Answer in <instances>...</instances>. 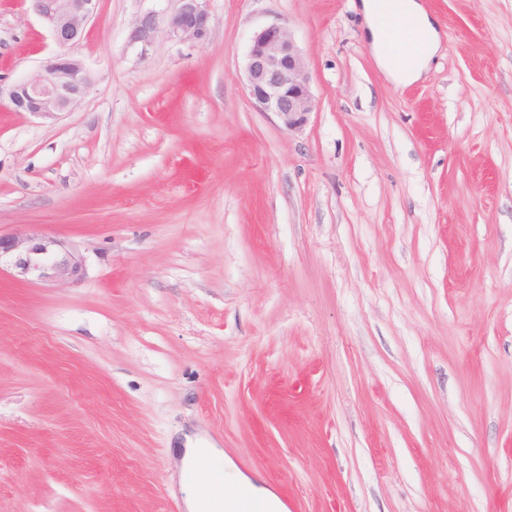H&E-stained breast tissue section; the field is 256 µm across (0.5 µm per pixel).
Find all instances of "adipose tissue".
<instances>
[{
    "instance_id": "ef3b65f1",
    "label": "adipose tissue",
    "mask_w": 512,
    "mask_h": 512,
    "mask_svg": "<svg viewBox=\"0 0 512 512\" xmlns=\"http://www.w3.org/2000/svg\"><path fill=\"white\" fill-rule=\"evenodd\" d=\"M360 9L377 66L395 85L417 81L440 47L438 29L420 0H401V13L390 28L382 20L381 0H362ZM398 34L408 45L407 57L401 64L396 63L391 48V40Z\"/></svg>"
}]
</instances>
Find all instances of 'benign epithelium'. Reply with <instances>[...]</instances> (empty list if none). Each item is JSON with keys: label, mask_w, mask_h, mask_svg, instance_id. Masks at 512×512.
<instances>
[{"label": "benign epithelium", "mask_w": 512, "mask_h": 512, "mask_svg": "<svg viewBox=\"0 0 512 512\" xmlns=\"http://www.w3.org/2000/svg\"><path fill=\"white\" fill-rule=\"evenodd\" d=\"M34 14L49 31L59 52L31 77L13 86L9 102L17 112L54 119L70 112L90 92L93 78L84 62L69 49L83 37L98 0H29ZM165 19V33L178 40L205 42L210 35L207 0H179ZM158 30L152 14L141 16L131 37L152 39ZM247 89L256 107L273 115L289 132L305 127L315 109L310 76L298 46L288 30L270 24L255 34L246 56ZM8 261L16 276L45 281H74L82 276L78 253L37 233L0 234V261Z\"/></svg>", "instance_id": "obj_1"}]
</instances>
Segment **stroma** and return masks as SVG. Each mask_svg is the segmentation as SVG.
<instances>
[{
    "instance_id": "stroma-1",
    "label": "stroma",
    "mask_w": 512,
    "mask_h": 512,
    "mask_svg": "<svg viewBox=\"0 0 512 512\" xmlns=\"http://www.w3.org/2000/svg\"><path fill=\"white\" fill-rule=\"evenodd\" d=\"M357 2L207 0L198 44L129 39L178 0H98L47 120L7 93L57 47L0 0V232L83 261L0 270V512H166L189 440L286 512H512V0H420L406 86ZM275 22L295 133L246 87ZM359 7L367 26V39L377 66L395 85L417 81L440 47L438 29L417 0H401V13L390 24L391 33L383 23L381 0H361ZM389 24V25H390ZM401 34L408 54L402 65L396 63L391 48L392 38ZM247 89L256 107L288 132L305 127L315 109L310 76L288 30L270 24L255 34L246 56ZM3 258L11 264L20 279L36 276L45 281H74L83 272L78 253L65 248L55 239L37 233H0V266Z\"/></svg>"
}]
</instances>
